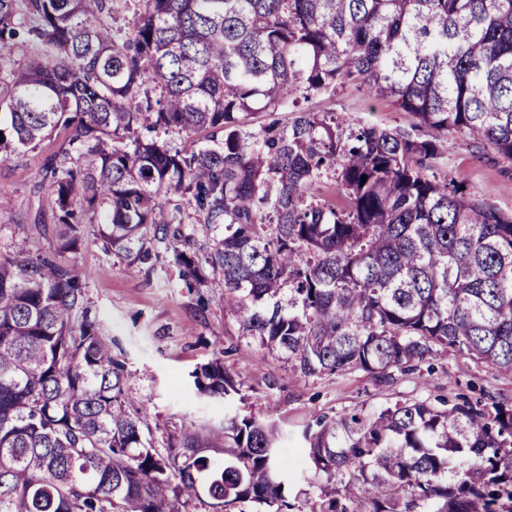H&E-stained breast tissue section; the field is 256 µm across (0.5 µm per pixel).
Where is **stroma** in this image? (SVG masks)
Wrapping results in <instances>:
<instances>
[{
    "instance_id": "35a3bbf8",
    "label": "stroma",
    "mask_w": 512,
    "mask_h": 512,
    "mask_svg": "<svg viewBox=\"0 0 512 512\" xmlns=\"http://www.w3.org/2000/svg\"><path fill=\"white\" fill-rule=\"evenodd\" d=\"M312 106L352 126L377 123L409 131L416 123L391 101L353 86L335 98L316 99ZM69 138V131H59L0 164V196L10 200L9 209L0 213V255L21 249L34 256L55 253L58 208L44 167L50 159L60 167H77L79 154ZM435 170L473 198L512 213V161L493 147L445 136ZM74 211L83 226L82 242L76 252L59 255L60 260L84 275L85 305L111 340L114 358L124 364L135 405L146 406L157 424L156 448H164L170 434L198 431L235 413L276 420L289 447L300 448L306 425L323 415L335 419L359 407L374 412L398 400L438 396L512 398V375L462 355L427 361L413 372L396 374L389 384L360 372L302 377L240 336L238 316L224 309L222 279L207 278L190 290L178 269L164 264L147 275H130L125 261L105 250L97 217L79 204ZM218 354L243 384V399L226 405L200 399L187 382L190 371Z\"/></svg>"
}]
</instances>
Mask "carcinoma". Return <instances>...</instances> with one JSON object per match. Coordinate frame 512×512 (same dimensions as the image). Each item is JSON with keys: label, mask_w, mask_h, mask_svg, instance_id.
<instances>
[{"label": "carcinoma", "mask_w": 512, "mask_h": 512, "mask_svg": "<svg viewBox=\"0 0 512 512\" xmlns=\"http://www.w3.org/2000/svg\"><path fill=\"white\" fill-rule=\"evenodd\" d=\"M110 15L0 0V163L61 128L81 159L51 170L57 253L78 248L82 199L129 272L209 271L240 335L306 378L388 383L448 352L512 374V214L429 165L436 132L512 160V0H138L129 35ZM22 31L38 45L17 63ZM349 85L432 136L309 106ZM175 130L205 136L159 139ZM181 198L223 228L210 249ZM83 298L58 260L0 256V512H512V404L492 395L318 421L298 453L315 500L290 499L292 456L253 415L160 450ZM191 377L210 401L242 392L220 357Z\"/></svg>", "instance_id": "carcinoma-1"}]
</instances>
